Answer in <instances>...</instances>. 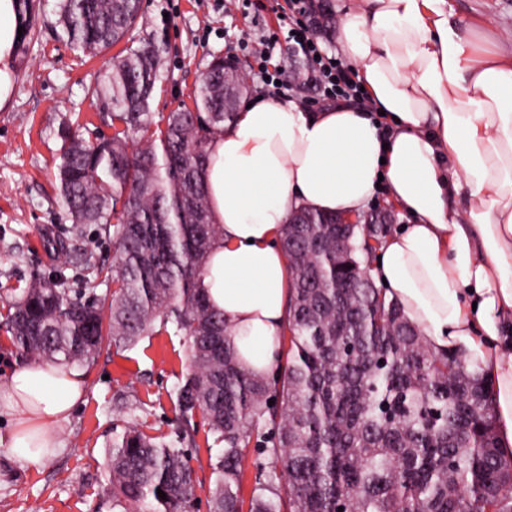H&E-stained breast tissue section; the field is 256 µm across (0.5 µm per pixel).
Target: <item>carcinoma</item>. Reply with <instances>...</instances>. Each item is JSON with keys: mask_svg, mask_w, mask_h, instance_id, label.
Wrapping results in <instances>:
<instances>
[{"mask_svg": "<svg viewBox=\"0 0 512 512\" xmlns=\"http://www.w3.org/2000/svg\"><path fill=\"white\" fill-rule=\"evenodd\" d=\"M141 15V0L58 3L66 43L88 57L121 42ZM163 52L154 37L127 46L95 89L119 125L111 137L91 145L67 121L57 129L63 207L73 226L98 224L116 244L108 306L35 278L0 321L20 352L66 366L134 345L157 318L187 336L176 439L135 427L112 437V507L195 512L181 446L199 414L220 447L209 512H242L246 448L263 422L274 436L256 445L249 512H512V455L502 452L488 374L430 350L368 273L391 230L380 211L338 224L301 210L284 225L286 364L271 380L240 366L199 282L219 233L205 191L210 137L235 119L249 86L224 87L226 61L216 57L194 88L195 111L155 126Z\"/></svg>", "mask_w": 512, "mask_h": 512, "instance_id": "carcinoma-1", "label": "carcinoma"}]
</instances>
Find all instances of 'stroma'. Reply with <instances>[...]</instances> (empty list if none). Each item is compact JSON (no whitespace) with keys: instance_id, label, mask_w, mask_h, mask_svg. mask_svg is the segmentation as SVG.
I'll use <instances>...</instances> for the list:
<instances>
[{"instance_id":"stroma-1","label":"stroma","mask_w":512,"mask_h":512,"mask_svg":"<svg viewBox=\"0 0 512 512\" xmlns=\"http://www.w3.org/2000/svg\"><path fill=\"white\" fill-rule=\"evenodd\" d=\"M278 0H142L134 39L163 36L165 62L151 110L165 115L191 104L193 90L213 56L234 58L250 95L275 96L257 76L256 55L277 37L272 64L287 51L278 26ZM452 21L472 48L512 52V0H448ZM57 0H37L13 96L0 112V312L37 277H60L70 291L92 289L95 300L113 290L111 279L72 270L56 240L92 265L112 267L111 237L91 224L73 229L58 196L61 117L78 125L85 139L112 135L109 115L92 93L112 67V51L88 58L56 34ZM187 366L183 336L154 323L149 333L123 350H102L84 372L86 393L59 434L61 448L38 463L0 445V512H113L106 493V447L114 431L137 425L171 441L176 428V394ZM205 424H198L189 450L197 512H209L213 486Z\"/></svg>"}]
</instances>
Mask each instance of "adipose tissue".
<instances>
[{"mask_svg":"<svg viewBox=\"0 0 512 512\" xmlns=\"http://www.w3.org/2000/svg\"><path fill=\"white\" fill-rule=\"evenodd\" d=\"M336 54L367 95L310 114L254 98L211 138L206 186L220 231L200 285L224 314L242 366L267 375L280 350L290 270L288 216H353L377 187L408 218L369 267L386 299L438 353L487 371L512 447V54L474 55L448 0H338ZM16 0H0V111L10 106ZM77 371L31 361L0 381L8 445L49 457L83 398Z\"/></svg>","mask_w":512,"mask_h":512,"instance_id":"1","label":"adipose tissue"}]
</instances>
